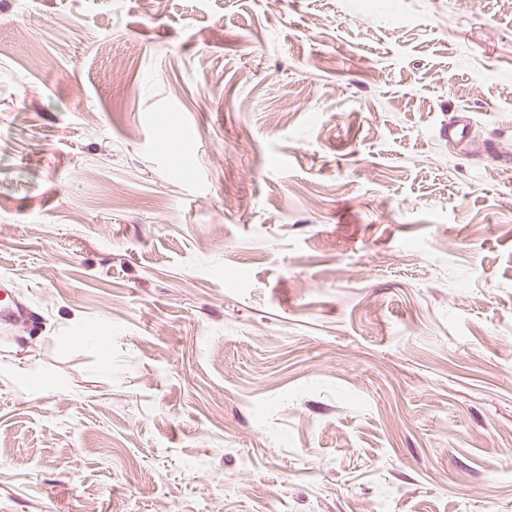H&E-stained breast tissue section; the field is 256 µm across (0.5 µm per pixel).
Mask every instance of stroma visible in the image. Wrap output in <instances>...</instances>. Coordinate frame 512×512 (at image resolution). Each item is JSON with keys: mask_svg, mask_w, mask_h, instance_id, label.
I'll return each instance as SVG.
<instances>
[{"mask_svg": "<svg viewBox=\"0 0 512 512\" xmlns=\"http://www.w3.org/2000/svg\"><path fill=\"white\" fill-rule=\"evenodd\" d=\"M393 2L0 0V512H512V165L443 134L512 152V0ZM467 116L459 113L448 120V141H453L466 154L472 155L477 150H472L465 135L468 125Z\"/></svg>", "mask_w": 512, "mask_h": 512, "instance_id": "stroma-1", "label": "stroma"}]
</instances>
